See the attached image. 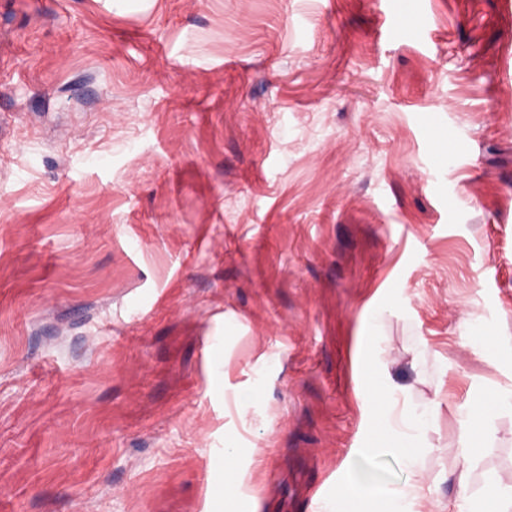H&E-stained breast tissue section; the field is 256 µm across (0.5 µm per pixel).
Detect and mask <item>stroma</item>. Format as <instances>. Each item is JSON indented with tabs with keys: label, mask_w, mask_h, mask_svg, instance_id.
I'll return each mask as SVG.
<instances>
[{
	"label": "stroma",
	"mask_w": 512,
	"mask_h": 512,
	"mask_svg": "<svg viewBox=\"0 0 512 512\" xmlns=\"http://www.w3.org/2000/svg\"><path fill=\"white\" fill-rule=\"evenodd\" d=\"M508 82L512 0H0V512H207L228 451L259 512L403 484L365 336L433 497L512 480L458 413L512 389L461 336L512 337Z\"/></svg>",
	"instance_id": "35a3bbf8"
}]
</instances>
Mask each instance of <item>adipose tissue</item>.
<instances>
[{
  "instance_id": "1",
  "label": "adipose tissue",
  "mask_w": 512,
  "mask_h": 512,
  "mask_svg": "<svg viewBox=\"0 0 512 512\" xmlns=\"http://www.w3.org/2000/svg\"><path fill=\"white\" fill-rule=\"evenodd\" d=\"M392 384L383 379H375L367 390L378 421L365 455L375 456L392 449L401 456L402 463L409 473V479L394 489H384L379 485L361 484L346 481L336 489V498L331 503L332 512H362L370 504H378L379 512H412L426 483L424 468L420 460L419 434L429 421V411L418 413H398L391 405ZM512 410V392L497 395L494 400H486L476 395L461 406L464 431L460 440V450L465 458L477 456L479 446L473 438L480 431L488 416L496 410Z\"/></svg>"
}]
</instances>
